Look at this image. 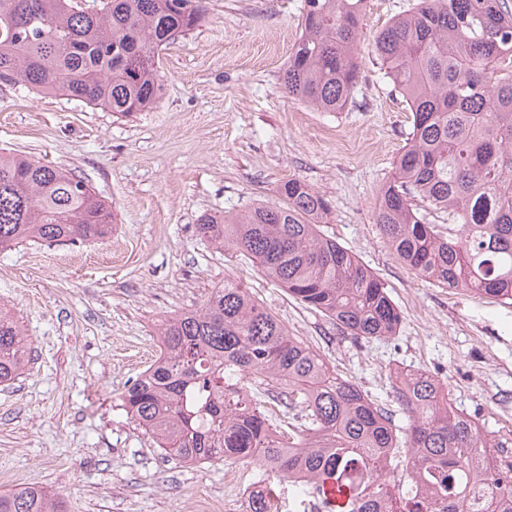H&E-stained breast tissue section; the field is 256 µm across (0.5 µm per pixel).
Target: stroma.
<instances>
[{
  "mask_svg": "<svg viewBox=\"0 0 512 512\" xmlns=\"http://www.w3.org/2000/svg\"><path fill=\"white\" fill-rule=\"evenodd\" d=\"M413 3L367 0L360 82L341 112L284 87L303 0H205L204 20L160 53V102L129 117L0 84V153L69 169L116 214L105 239L0 253V307L32 343L25 374L0 386V491L44 487L69 512H246L258 466L165 457L121 402L158 355L162 323L228 278L378 402L391 399L388 374L421 369L448 384L457 409L512 438V305L416 277L375 221L412 114L372 43ZM291 178L330 200L324 234L387 284L403 312L391 340L338 335L239 252L199 235L201 216L278 204ZM239 469L246 481L230 479Z\"/></svg>",
  "mask_w": 512,
  "mask_h": 512,
  "instance_id": "35a3bbf8",
  "label": "stroma"
}]
</instances>
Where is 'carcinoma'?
Segmentation results:
<instances>
[{
  "instance_id": "obj_1",
  "label": "carcinoma",
  "mask_w": 512,
  "mask_h": 512,
  "mask_svg": "<svg viewBox=\"0 0 512 512\" xmlns=\"http://www.w3.org/2000/svg\"><path fill=\"white\" fill-rule=\"evenodd\" d=\"M367 0H303L288 56V94L339 112L359 79L355 50ZM205 17L204 0H0V82L60 93L127 117L154 106L159 50ZM375 55L412 112V130L382 191L376 224L397 258L430 283L488 303L512 302V6L507 0H417L375 37ZM281 203L220 219L199 234L239 251L288 295L355 340L402 324L386 284L322 234L330 202L303 181ZM448 214L449 225L434 215ZM112 205L72 172L0 154V252L112 234ZM31 343L0 309V384L22 374ZM128 414L167 456L253 463L266 485L249 512H274L288 483L338 512H512L508 441L452 406L448 385L403 371L395 409L375 404L231 278L204 305L168 320L159 355L122 393ZM0 512H67L36 486L0 492Z\"/></svg>"
}]
</instances>
